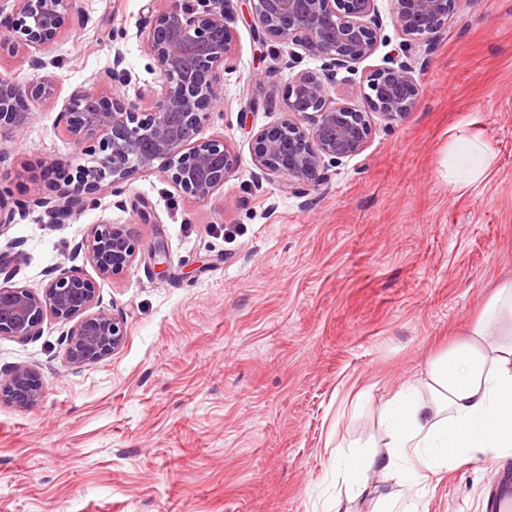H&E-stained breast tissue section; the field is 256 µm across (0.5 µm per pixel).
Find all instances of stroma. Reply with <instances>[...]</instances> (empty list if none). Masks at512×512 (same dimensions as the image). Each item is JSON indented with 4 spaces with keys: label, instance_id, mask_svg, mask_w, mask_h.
<instances>
[{
    "label": "stroma",
    "instance_id": "obj_1",
    "mask_svg": "<svg viewBox=\"0 0 512 512\" xmlns=\"http://www.w3.org/2000/svg\"><path fill=\"white\" fill-rule=\"evenodd\" d=\"M147 0H81L85 24L64 34L46 67L0 55V74L55 94L8 138L0 172L12 199L52 193L80 155L57 133L78 86L97 88L115 51L145 96L161 90L138 23ZM375 53L338 71L335 96L408 43L421 82L414 112L386 128L374 119L367 148L303 195L283 192L251 161L253 135L276 123L288 70L276 44L259 45L243 0L233 4L238 52L224 73V110L205 125L239 156L223 190L192 202L159 173L130 181L122 205L99 198L63 224L39 209L0 236L14 284L42 288L93 224L125 225L135 262L99 283L127 340L93 365L66 363L62 325L45 320L26 341L0 337V370L39 368L42 403L0 400V512H336V451L382 443L379 411L404 382L471 321L488 288L512 278V0H466L432 42L403 38L390 0ZM260 102L256 111L247 101ZM483 136L495 158L459 190L448 148ZM149 219H142V211ZM169 252L167 271L151 258ZM498 463L430 476L426 512H480Z\"/></svg>",
    "mask_w": 512,
    "mask_h": 512
}]
</instances>
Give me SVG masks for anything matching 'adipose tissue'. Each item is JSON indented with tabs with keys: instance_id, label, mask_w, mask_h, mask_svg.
<instances>
[{
	"instance_id": "1",
	"label": "adipose tissue",
	"mask_w": 512,
	"mask_h": 512,
	"mask_svg": "<svg viewBox=\"0 0 512 512\" xmlns=\"http://www.w3.org/2000/svg\"><path fill=\"white\" fill-rule=\"evenodd\" d=\"M489 142L468 139L449 152L448 180L462 189L481 178ZM386 441L337 459L348 501L370 512H420L417 485L460 462L512 454V279L495 284L478 316L427 364L424 388L400 387L381 413Z\"/></svg>"
}]
</instances>
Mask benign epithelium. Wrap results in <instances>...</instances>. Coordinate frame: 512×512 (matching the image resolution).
<instances>
[{"label":"benign epithelium","mask_w":512,"mask_h":512,"mask_svg":"<svg viewBox=\"0 0 512 512\" xmlns=\"http://www.w3.org/2000/svg\"><path fill=\"white\" fill-rule=\"evenodd\" d=\"M14 13L0 18V50L23 48L31 66H45L59 38L82 20L79 0H15ZM257 41L288 50L291 69L304 51L322 60L318 71L288 79L281 120L253 136L252 162L265 176L283 177L282 188L304 194L326 179L342 160L360 155L372 134V115L388 128L413 112L421 94L415 66L388 57L356 94L366 107L333 96L337 71H353L374 54L381 30L377 0H249ZM460 0H392L395 26L405 35L430 37L448 22ZM226 0H149L139 27L144 49L162 82L148 107L142 90L74 89L59 112L56 129L84 149L92 165H78L69 189L26 202L46 224H62L103 191L124 193L137 173L158 171L180 194L211 199L237 168L235 151L222 139L204 138L213 113L223 108L224 71L237 54ZM54 96L52 80L19 84L0 77V139L21 131L31 107ZM139 244L121 224L101 222L78 244L80 258L99 278L121 275L135 261ZM0 336L27 340L51 318L67 327L64 355L74 366L102 362L125 344L123 317L103 306L96 279L83 268L58 266L40 289L11 283L0 265ZM0 394L21 410L41 404L39 371L28 365L0 370Z\"/></svg>","instance_id":"7a95c632"}]
</instances>
